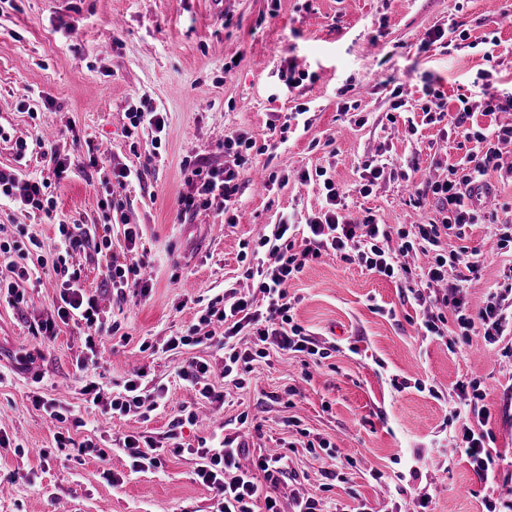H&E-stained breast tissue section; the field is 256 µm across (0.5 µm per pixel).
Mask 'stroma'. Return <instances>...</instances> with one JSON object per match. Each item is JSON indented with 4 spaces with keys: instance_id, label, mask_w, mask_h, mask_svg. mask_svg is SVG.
I'll return each mask as SVG.
<instances>
[{
    "instance_id": "35a3bbf8",
    "label": "stroma",
    "mask_w": 512,
    "mask_h": 512,
    "mask_svg": "<svg viewBox=\"0 0 512 512\" xmlns=\"http://www.w3.org/2000/svg\"><path fill=\"white\" fill-rule=\"evenodd\" d=\"M512 0H0V168L20 177H50L47 159L17 155L16 143L49 140L61 155L76 154L92 140L97 167L74 170L55 191V221L0 204V225L15 224L43 241L54 258L57 223L95 225L107 236V254L73 255L99 299L104 319L119 331L102 338L94 364L78 369L84 337L74 326L56 336L33 335L50 318L60 283L50 269L24 282L25 301H0V430L17 437L23 451L0 447V512H212L215 493L196 480L190 448L215 433H246L249 443L273 448L291 441L289 420L329 445L290 454L297 487L353 508L397 512L408 497L397 495V472L411 456L431 461L422 488L430 512H486L485 498L512 502V357L498 356L482 337L448 350L419 335L405 319L411 307L398 283L342 261L322 257L288 285L297 323L330 356L304 368L300 353L254 360L244 382L225 385L224 340L199 325V298L225 289L255 291L245 266L268 260L260 239L280 220L305 223L323 203L321 180H297L299 172L327 169L340 185L353 216L365 211L399 228L428 222L433 206L411 203L416 188L435 176L436 164L456 156V141L439 127L411 134L386 119L401 88L409 109L419 110L423 80L438 79L447 96H479L485 72L512 94V55L490 71L478 41L512 45V24L502 23ZM457 23L456 46L422 51L435 26ZM305 75L296 88L282 78L288 66ZM55 111H47V102ZM358 106L364 126L350 124L342 103ZM146 103L166 112L164 131L141 134L131 145L121 131L127 114ZM304 105L307 131L272 135L296 105ZM239 129L271 141L259 163L278 185L258 189L253 172L241 176L236 223L211 210L182 214L179 199L190 192L185 158L212 167L224 164V132ZM383 153L400 167L418 159L413 185L380 180L370 196L358 188L357 169ZM136 171L117 183L120 169ZM119 191L127 222L142 239L128 249L123 224L104 221L97 202ZM146 266L148 297L118 301L104 281L112 261ZM512 256L503 254L479 273L458 268L473 305H480ZM198 325L206 343L168 350L170 337ZM27 361H20V354ZM198 357L224 390L223 403H208L185 388L179 369ZM143 385L167 388L165 408L111 419L88 408L83 388L103 385L118 397L134 371ZM480 379L487 392L491 428L503 461L494 489L480 485L465 457L444 460L457 435L450 424L457 382ZM295 396H287V389ZM64 400L68 420L57 422L35 406L34 396ZM193 420L180 421L182 410ZM261 423L262 436L252 434ZM92 440L106 451L76 454L58 447V434ZM146 435L162 447L163 465L133 472L122 442Z\"/></svg>"
}]
</instances>
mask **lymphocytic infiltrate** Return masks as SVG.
<instances>
[{
    "label": "lymphocytic infiltrate",
    "instance_id": "1",
    "mask_svg": "<svg viewBox=\"0 0 512 512\" xmlns=\"http://www.w3.org/2000/svg\"><path fill=\"white\" fill-rule=\"evenodd\" d=\"M422 94L425 102L420 113L401 111L390 115V122H403L412 134L419 126L445 122L467 146L462 156L446 163L442 175L427 181L423 192L416 195V205L434 201V219L398 229L381 223L370 211L362 219H353L338 184L332 176H325V195L318 212L300 230L288 223L278 225L269 246V265L245 269L246 278L258 281L257 294L233 290L210 298L198 325L170 337L169 349L202 344L199 325L217 323L224 328L226 382L240 384V365L267 357L273 348L306 354L313 365H321L326 354L295 322L287 286L309 262L330 251L346 263L402 283L406 299L415 306L411 322L424 335L447 340L452 348L480 336L487 344L497 346L500 355L512 356V346L506 342L512 336V274L490 289L478 306L471 304L455 276L458 267L475 272L487 259L482 251L463 244L474 225H495V250L512 251V210L500 215L486 207L491 176L512 179V165L502 163L503 147L512 145V121L497 119L499 113L512 112V96L502 95L494 82L488 81L482 87L480 101H470L460 93L456 96L457 107L452 110L434 83L425 82ZM477 112L494 116V123L485 127L474 124L473 115ZM266 151V146L257 145L247 133L231 130L224 134L223 167L186 160L183 170L192 191L180 198L181 213L212 209L223 214L225 223H235L241 172L252 154ZM2 197L48 220L53 219L57 207L48 182L19 179L8 168H0ZM57 231L61 248L52 261V270L61 282V291L54 306L55 316L37 322L32 331L51 336L58 324H74L85 337L86 349L91 351L99 338L117 332L119 326L101 318L97 298L85 288L83 270L72 264L71 257L87 249L102 252L109 243L76 224L58 225ZM418 256L423 257V264H415ZM243 336L252 337L253 348H240L239 339ZM125 390V396L110 398L103 387L92 384L85 387L84 393L87 402L110 416H123L144 406L156 410L164 405L167 394L161 386L142 394L135 377L126 382ZM453 391L459 404L452 417L461 435L456 449L465 455L479 481L492 487L499 478L501 454L492 446L487 393L475 380L457 383ZM193 453L199 460L198 481L218 495L215 512H252L258 501L263 502L265 512H333L330 504L315 495L304 496L293 490L298 474L290 468L286 455H251L248 444L230 434L216 441L199 440Z\"/></svg>",
    "mask_w": 512,
    "mask_h": 512
}]
</instances>
